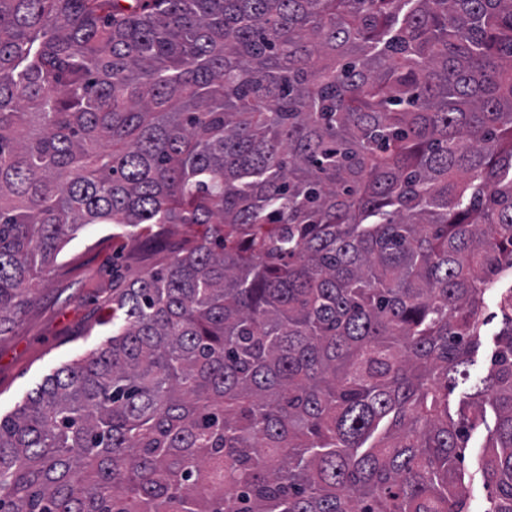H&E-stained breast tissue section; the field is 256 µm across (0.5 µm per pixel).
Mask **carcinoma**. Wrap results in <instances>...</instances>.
<instances>
[{"label": "carcinoma", "mask_w": 512, "mask_h": 512, "mask_svg": "<svg viewBox=\"0 0 512 512\" xmlns=\"http://www.w3.org/2000/svg\"><path fill=\"white\" fill-rule=\"evenodd\" d=\"M89 224L198 227L0 415V512H512V0H0V335ZM512 288V269H507L497 279L495 285L490 290V297L487 300V306L484 310L483 317L486 321L484 326V336H481V344L478 351L474 355V365L470 366V370L477 379L487 373L490 366V359L495 349L494 336L501 326V313L496 305V294L505 289ZM486 440V428L484 426L478 427L471 433L468 448L461 449L462 459L460 469L465 477L466 493L469 497L470 510L474 512H482L487 507L488 490L482 478H475L469 482V476L478 468Z\"/></svg>", "instance_id": "obj_1"}]
</instances>
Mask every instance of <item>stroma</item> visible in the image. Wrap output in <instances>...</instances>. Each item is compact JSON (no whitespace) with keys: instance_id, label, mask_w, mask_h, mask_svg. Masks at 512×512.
<instances>
[{"instance_id":"1","label":"stroma","mask_w":512,"mask_h":512,"mask_svg":"<svg viewBox=\"0 0 512 512\" xmlns=\"http://www.w3.org/2000/svg\"><path fill=\"white\" fill-rule=\"evenodd\" d=\"M165 256L143 238L113 237L108 224L81 229L36 288L32 302L0 336V412L12 411L55 368L95 347L112 299L113 268L130 278L160 268ZM486 440V428L478 427L461 451L471 512L487 507L488 490L474 475Z\"/></svg>"}]
</instances>
